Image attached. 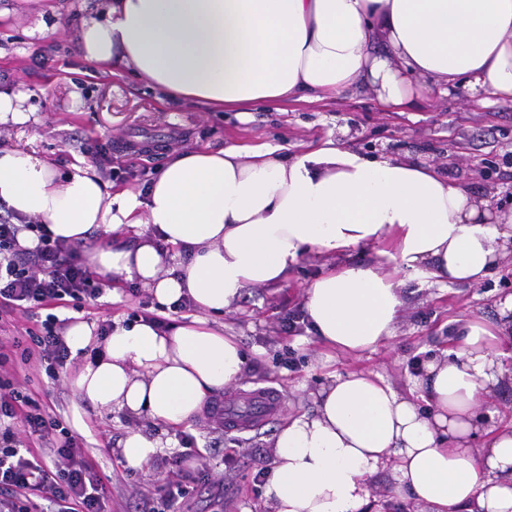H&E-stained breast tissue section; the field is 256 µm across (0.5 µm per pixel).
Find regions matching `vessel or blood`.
<instances>
[{
    "label": "vessel or blood",
    "mask_w": 512,
    "mask_h": 512,
    "mask_svg": "<svg viewBox=\"0 0 512 512\" xmlns=\"http://www.w3.org/2000/svg\"><path fill=\"white\" fill-rule=\"evenodd\" d=\"M284 406L282 392L258 388L238 391L226 399L220 411L226 431L249 430L266 422Z\"/></svg>",
    "instance_id": "1"
}]
</instances>
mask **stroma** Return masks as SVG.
<instances>
[{
    "label": "stroma",
    "mask_w": 512,
    "mask_h": 512,
    "mask_svg": "<svg viewBox=\"0 0 512 512\" xmlns=\"http://www.w3.org/2000/svg\"><path fill=\"white\" fill-rule=\"evenodd\" d=\"M95 2L0 0L5 10L0 16V90L28 94L29 104L37 109L33 121L0 124L1 148L36 153L65 173L76 159L93 161L96 146L108 142L110 184L140 187L147 177L123 148L126 139L150 142L148 165L155 168L175 149L266 144L284 147L292 156L306 145L333 138L368 157L401 155L436 165L490 209L512 210V102L489 92L443 95L421 85L407 106L386 109L359 86L336 99L259 108L244 118L236 112H206L159 100L144 83L81 59L79 18ZM329 262L328 256L310 251L286 281L246 289L224 313V325L238 336L249 362L239 388L259 386L267 378L285 397L283 414L254 430L227 434L194 421L170 430L172 446L163 456L147 467L128 469L118 440L127 430L149 431L153 424L145 417L80 404L68 383L80 359H71L53 379L41 366L17 368L13 374L26 380L34 398L67 426L77 445L91 449L96 470L107 478V512H140L143 496L167 477L166 460L182 452L186 436L203 455L187 466L204 469L207 481L183 512H261L263 484L255 475L271 469L270 441L286 415L312 409L310 394L328 373L375 370L407 390L424 351L445 347L452 321L473 316L497 321L503 299L512 295L511 258L477 285L452 284L441 290L406 279L407 307L396 337L375 352L352 357L324 348L301 321L304 291ZM153 300L148 289L126 282L115 292L104 289L101 297L81 308L59 307L55 314L98 326L145 311L160 312L174 325L183 321V314L158 310Z\"/></svg>",
    "instance_id": "stroma-1"
}]
</instances>
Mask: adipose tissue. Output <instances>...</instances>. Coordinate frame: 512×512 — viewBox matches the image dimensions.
<instances>
[{"instance_id": "ef3b65f1", "label": "adipose tissue", "mask_w": 512, "mask_h": 512, "mask_svg": "<svg viewBox=\"0 0 512 512\" xmlns=\"http://www.w3.org/2000/svg\"><path fill=\"white\" fill-rule=\"evenodd\" d=\"M80 46L86 62L208 112L334 99L360 81L397 106L417 77L512 100V0H101ZM0 204L68 243L150 228L134 245L96 248L91 265L161 305L189 299L200 317L166 329L116 318L100 340L80 321L65 341L84 358L70 380L79 399L168 428L246 373L237 336L209 316L243 289L281 283L306 252L332 259L305 291L308 330L348 355L394 337L402 275L474 285L512 255V214L435 166L333 139L293 157L270 145L176 150L137 190L83 161L63 176L0 147ZM358 246L377 247L379 264L342 263ZM448 336L408 394L378 372L329 374L314 410L289 415L271 441L270 512H387L405 499L425 512H512V424L494 426L490 400L512 369V319L464 320ZM163 444L132 429L120 454L140 469ZM386 470L379 498L371 480Z\"/></svg>"}]
</instances>
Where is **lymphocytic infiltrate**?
<instances>
[{"instance_id":"f902f5d3","label":"lymphocytic infiltrate","mask_w":512,"mask_h":512,"mask_svg":"<svg viewBox=\"0 0 512 512\" xmlns=\"http://www.w3.org/2000/svg\"><path fill=\"white\" fill-rule=\"evenodd\" d=\"M32 233L35 247L18 243L20 232ZM105 276L85 265L79 246L53 238L45 224L18 225L0 214V314L11 316L72 302L92 301L102 294ZM64 323L48 315L27 341L0 342V367L13 359L38 360L48 376L66 365L70 351ZM53 455L44 465L31 450L30 437ZM166 479L144 498L141 512H173L195 493L182 457L169 462ZM105 486L88 452L76 448L61 420L43 413L38 402L11 378L0 377V512H104Z\"/></svg>"}]
</instances>
